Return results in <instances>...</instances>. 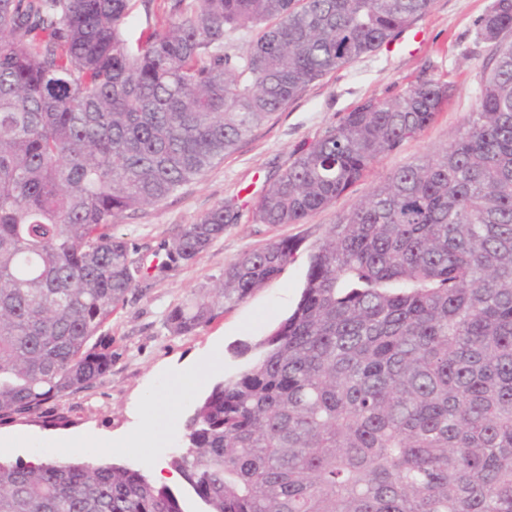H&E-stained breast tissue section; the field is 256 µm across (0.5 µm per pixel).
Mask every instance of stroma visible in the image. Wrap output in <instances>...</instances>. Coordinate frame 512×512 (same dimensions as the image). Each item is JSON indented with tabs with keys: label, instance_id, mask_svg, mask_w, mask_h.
<instances>
[{
	"label": "stroma",
	"instance_id": "35a3bbf8",
	"mask_svg": "<svg viewBox=\"0 0 512 512\" xmlns=\"http://www.w3.org/2000/svg\"><path fill=\"white\" fill-rule=\"evenodd\" d=\"M493 0H433L430 11L392 42L310 84L254 136L200 179L167 200L139 211L118 227L139 252L149 253L184 225L199 221L229 199L240 204L237 224L192 264L161 280L141 282L112 314L111 373L94 389L53 401L43 418L0 425V438L17 433L42 438V445L0 448V459L29 462L49 455L65 462H110L154 476L182 445L184 423L214 384L253 365L256 343L288 317L299 300L311 249L331 224L349 212L398 168L438 153L468 119L479 94L478 78L492 46L477 36L476 21ZM439 76L453 84L437 121L385 156L361 182L304 223L272 228L255 223L250 202L285 169L294 149L312 140L370 98H389L416 79ZM297 240L299 248L283 274L186 336L169 334L167 313L193 291L217 284L227 263L272 238ZM199 367L195 386L180 389L174 377ZM166 396L174 417L155 425L147 400ZM68 417L65 426L53 415Z\"/></svg>",
	"mask_w": 512,
	"mask_h": 512
}]
</instances>
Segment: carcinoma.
Instances as JSON below:
<instances>
[{"label": "carcinoma", "instance_id": "obj_1", "mask_svg": "<svg viewBox=\"0 0 512 512\" xmlns=\"http://www.w3.org/2000/svg\"><path fill=\"white\" fill-rule=\"evenodd\" d=\"M433 0H0V421L112 371V309L237 223L228 200L138 255L122 221L224 160L311 83L392 41ZM140 6L149 19L134 39ZM476 109L309 255L261 356L185 421L172 466L197 512H512V0ZM245 40L239 47L236 42ZM453 84L368 99L251 206L301 224L431 126ZM271 240L175 306L210 324L291 262ZM0 512H189L138 470L0 461Z\"/></svg>", "mask_w": 512, "mask_h": 512}]
</instances>
